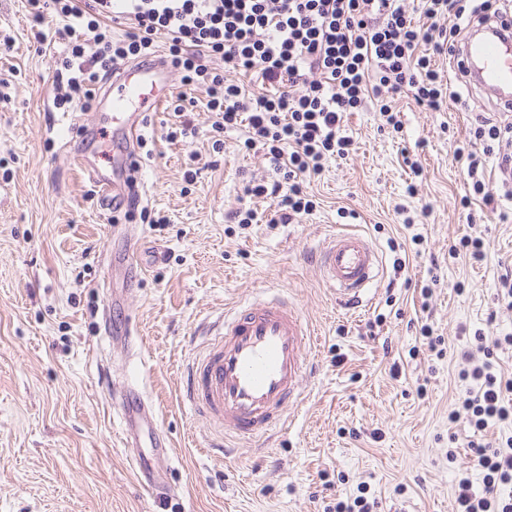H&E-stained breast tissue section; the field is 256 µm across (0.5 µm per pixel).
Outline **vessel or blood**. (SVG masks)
I'll return each mask as SVG.
<instances>
[{
	"label": "vessel or blood",
	"instance_id": "obj_1",
	"mask_svg": "<svg viewBox=\"0 0 512 512\" xmlns=\"http://www.w3.org/2000/svg\"><path fill=\"white\" fill-rule=\"evenodd\" d=\"M482 29L461 48L465 65L480 88L511 103L512 41L504 40L501 19H490ZM169 88L162 62L120 68L104 89L114 132L140 137L144 100L162 104ZM107 154L112 155L109 144L95 139L75 152L74 161L89 174L104 209L114 210L122 203V189L98 164ZM314 260L337 301L348 305L362 303L382 266L378 250L357 232L332 236ZM317 342L312 326L281 297L241 305L186 368L182 398L221 433L253 437L282 428L288 410L304 397L303 376ZM112 405L124 442L133 449L132 466L141 487L157 490L161 482L153 476V461L169 459L171 450L157 443L155 413L132 386L114 397Z\"/></svg>",
	"mask_w": 512,
	"mask_h": 512
}]
</instances>
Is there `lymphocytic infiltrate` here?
<instances>
[{
  "label": "lymphocytic infiltrate",
  "mask_w": 512,
  "mask_h": 512,
  "mask_svg": "<svg viewBox=\"0 0 512 512\" xmlns=\"http://www.w3.org/2000/svg\"><path fill=\"white\" fill-rule=\"evenodd\" d=\"M33 35L47 42L43 26L55 17L69 55L58 71L56 108L91 106L103 76L130 60H145L165 41L170 65L185 91L177 96L169 140L196 136L188 114L204 90L211 114L212 149L221 152L223 135L246 127L245 149L262 146L272 176L252 178L249 198L272 200L269 224H299L316 203L308 191L329 163L349 156L354 142L344 135L346 113L373 103L386 126L400 129L392 108L410 94L428 112L458 98L435 68L433 56L457 59L462 26L501 16L499 0H418L412 17L404 0H27ZM124 22L125 36L112 35ZM497 157L512 167V126L476 114L467 141L455 152L471 190L462 205L478 200L498 207V188L485 178V162ZM461 354L466 388L449 422L475 431L512 422V376L496 370L495 348L512 346V336L487 340L475 334ZM469 464L457 480L456 512H512V440L494 445L468 441ZM482 475L474 491L472 471Z\"/></svg>",
  "instance_id": "1"
}]
</instances>
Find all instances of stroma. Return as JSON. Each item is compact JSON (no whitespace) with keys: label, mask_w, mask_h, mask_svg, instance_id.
<instances>
[{"label":"stroma","mask_w":512,"mask_h":512,"mask_svg":"<svg viewBox=\"0 0 512 512\" xmlns=\"http://www.w3.org/2000/svg\"><path fill=\"white\" fill-rule=\"evenodd\" d=\"M30 27L25 0H0V38L12 40L0 52V91L9 95L0 100V512H323L361 492L377 500L376 512H455L457 472L475 437L467 423L448 422L465 388L458 353L467 332L512 335V312L486 323L499 276L512 268V198L467 223L460 200L469 179L454 154L474 113L509 124L512 110L474 88L438 112L398 97L396 133L373 106L348 113L355 150L311 182L315 214L245 231L225 216L246 181L266 173L262 150H240V133L229 132L223 153H213L202 104L188 143L168 140L172 118L154 112L145 131L152 160L135 185L140 204L167 221L144 224L101 210L72 161L78 135L50 134L67 120L53 106L67 43L39 44ZM406 151L417 155L421 177L405 166ZM189 169L196 177L188 184ZM117 226L162 259L129 269L130 294L115 304L106 284L108 259L124 248ZM347 230L366 235L383 261L356 308L337 301L311 259ZM466 235L483 237V263L449 258ZM269 288L283 289L320 337L312 377L284 431L267 441L228 436L217 451L209 424L180 400L184 371L203 349V324ZM107 314L117 332L134 320L144 359L113 350ZM424 319L444 338L443 356L422 344ZM133 381L173 444L169 486L151 494L136 479L112 407L114 391Z\"/></svg>","instance_id":"obj_1"}]
</instances>
